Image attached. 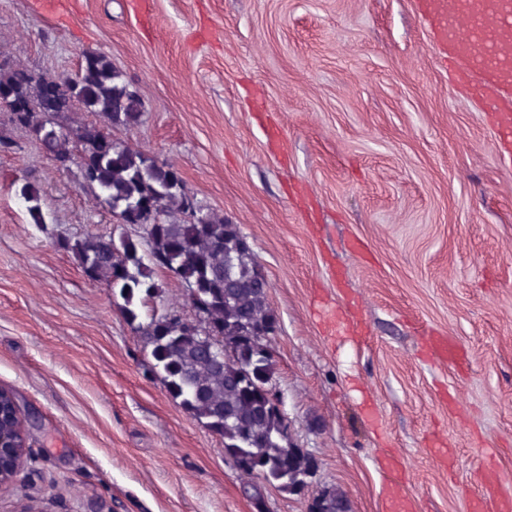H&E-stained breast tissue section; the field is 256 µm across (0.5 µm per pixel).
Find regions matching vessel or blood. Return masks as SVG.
I'll return each instance as SVG.
<instances>
[{"instance_id":"b4317fda","label":"vessel or blood","mask_w":512,"mask_h":512,"mask_svg":"<svg viewBox=\"0 0 512 512\" xmlns=\"http://www.w3.org/2000/svg\"><path fill=\"white\" fill-rule=\"evenodd\" d=\"M421 16L448 71L495 124L496 150L512 148V0H422Z\"/></svg>"}]
</instances>
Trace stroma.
Here are the masks:
<instances>
[{"instance_id": "obj_1", "label": "stroma", "mask_w": 512, "mask_h": 512, "mask_svg": "<svg viewBox=\"0 0 512 512\" xmlns=\"http://www.w3.org/2000/svg\"><path fill=\"white\" fill-rule=\"evenodd\" d=\"M418 0H0L40 72L111 58L114 129L239 224L270 284L294 439L351 512H512V162L449 81ZM0 388L36 426L0 512H253L224 441L145 375L105 284L58 238L106 233L77 166L0 116ZM41 189L46 230L15 195ZM459 358L438 359L433 337Z\"/></svg>"}]
</instances>
